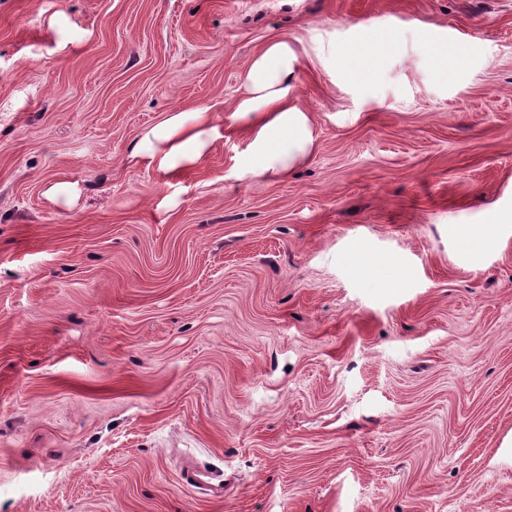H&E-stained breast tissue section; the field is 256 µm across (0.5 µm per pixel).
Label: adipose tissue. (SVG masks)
<instances>
[{"label": "adipose tissue", "mask_w": 512, "mask_h": 512, "mask_svg": "<svg viewBox=\"0 0 512 512\" xmlns=\"http://www.w3.org/2000/svg\"><path fill=\"white\" fill-rule=\"evenodd\" d=\"M298 64L297 48L272 38L244 70V94L231 115L248 137L241 178H287L315 151L311 116L296 98ZM223 137L208 110H175L138 135L131 157L145 168L175 175L202 162Z\"/></svg>", "instance_id": "adipose-tissue-1"}]
</instances>
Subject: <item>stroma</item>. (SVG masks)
Returning <instances> with one entry per match:
<instances>
[{"mask_svg":"<svg viewBox=\"0 0 512 512\" xmlns=\"http://www.w3.org/2000/svg\"><path fill=\"white\" fill-rule=\"evenodd\" d=\"M273 37L317 148L242 181ZM197 108L202 163L130 161ZM506 211L512 0H0V512H512ZM392 47V42L389 37L379 38V39H367L362 42L355 51L347 56H342L339 64L344 69V71L353 78H364L366 76V71L364 69H357L352 60L353 58H363L365 59L371 54L374 49L385 48L390 49ZM221 475L217 471L202 470L192 462H185L180 469V484L185 488H190L198 492L200 488L210 491L214 501L220 502L224 499V485ZM209 480H219L217 486L210 484Z\"/></svg>","mask_w":512,"mask_h":512,"instance_id":"obj_1","label":"stroma"}]
</instances>
